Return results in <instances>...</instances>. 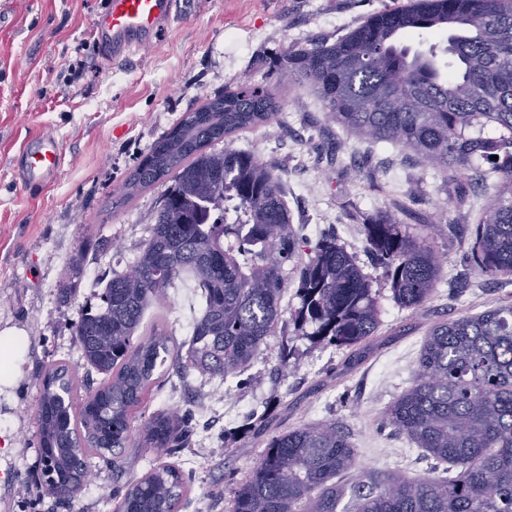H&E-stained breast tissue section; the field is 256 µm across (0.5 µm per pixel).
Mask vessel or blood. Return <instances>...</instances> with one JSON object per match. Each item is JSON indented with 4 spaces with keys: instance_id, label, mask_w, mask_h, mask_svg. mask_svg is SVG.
I'll use <instances>...</instances> for the list:
<instances>
[{
    "instance_id": "b4317fda",
    "label": "vessel or blood",
    "mask_w": 512,
    "mask_h": 512,
    "mask_svg": "<svg viewBox=\"0 0 512 512\" xmlns=\"http://www.w3.org/2000/svg\"><path fill=\"white\" fill-rule=\"evenodd\" d=\"M177 12V0H106L90 23L104 65L161 43ZM65 153L59 139L43 133L18 156L19 175L29 187H41L59 173Z\"/></svg>"
}]
</instances>
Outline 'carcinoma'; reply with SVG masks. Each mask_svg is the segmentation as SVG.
<instances>
[{
  "instance_id": "1",
  "label": "carcinoma",
  "mask_w": 512,
  "mask_h": 512,
  "mask_svg": "<svg viewBox=\"0 0 512 512\" xmlns=\"http://www.w3.org/2000/svg\"><path fill=\"white\" fill-rule=\"evenodd\" d=\"M425 29L448 33V72L435 55L402 44ZM286 56L279 81L309 85L347 132L408 149L445 174L484 164L496 191L476 225L469 263L484 277H512V0H404L332 44L292 46ZM220 99L228 107L208 102L156 141L128 176L130 189L116 195L118 207L167 184L134 264L141 274L112 275L102 304L73 325L99 385L82 383L62 361L42 368L41 478L51 492L60 478L73 484L71 501L94 457L119 474L125 450L137 443L158 455L188 444L191 412L136 414L160 386L166 362L225 379L244 371L280 325L353 357L380 327L379 292L357 257L324 237L303 260L280 175L228 143L270 122L281 110L278 98L245 81ZM489 124L497 135L483 134ZM219 142L223 149L209 150ZM363 231L394 302L423 306L441 269L426 237L391 215ZM290 264L299 268V306L287 313L281 301ZM184 271L204 300L185 350L161 323L144 324ZM82 273L77 255L63 298L76 292ZM383 423L433 460L429 476L365 468L336 425L304 424L268 439L229 512H512V303L433 325L412 384L386 407ZM188 490L178 468L159 465L117 491L116 512H179Z\"/></svg>"
}]
</instances>
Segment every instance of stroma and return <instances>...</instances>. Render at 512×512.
I'll return each instance as SVG.
<instances>
[{
  "label": "stroma",
  "instance_id": "35a3bbf8",
  "mask_svg": "<svg viewBox=\"0 0 512 512\" xmlns=\"http://www.w3.org/2000/svg\"><path fill=\"white\" fill-rule=\"evenodd\" d=\"M165 40L101 71L83 49L101 0H0V329L25 331L22 375L0 394V512H115L117 487L154 466L178 467L190 484L180 512H228L232 490L260 460L265 418L275 433L308 423L341 426L362 466L427 476L431 461L408 439L382 426L381 414L411 384L422 340L438 322L512 300V279H490L467 261L468 246L493 185L480 168L454 177L410 151L357 138L333 121L314 90L283 84L278 72L291 45L334 43L394 0H179ZM271 89L282 109L269 124L236 133L235 148L254 151L282 177L292 222L309 244L336 236L360 264L364 219L387 214L428 242L441 263L428 301L416 310L393 301L382 270L378 338L353 359L336 347L276 330L237 377L224 380L168 367L146 412L190 410L187 447L167 457L127 449L124 475L94 460L74 502L58 499L36 478L40 455L35 410L40 372L66 362L88 370L72 325L83 306L99 305L103 281L136 261L160 207L164 184L143 189L122 208L112 199L155 142L189 112L233 88L240 78ZM62 143L65 162L41 189L23 185L14 168L20 149L41 133ZM84 255L70 303L61 288L69 263ZM189 274L167 290L166 326L187 342L202 309ZM292 350L279 371L282 346Z\"/></svg>",
  "mask_w": 512,
  "mask_h": 512
}]
</instances>
